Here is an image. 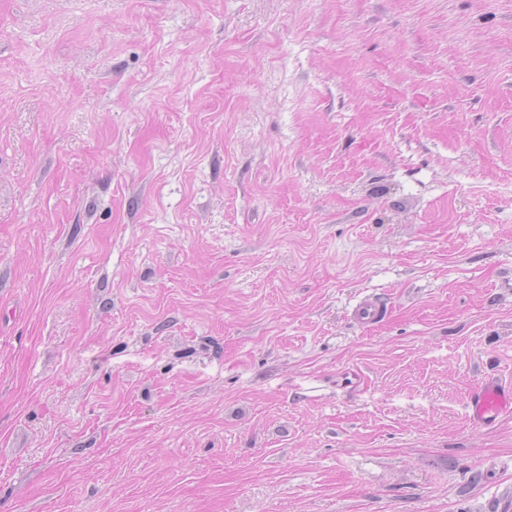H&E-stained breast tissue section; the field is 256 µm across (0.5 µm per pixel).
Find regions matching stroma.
Returning a JSON list of instances; mask_svg holds the SVG:
<instances>
[{"instance_id": "1", "label": "stroma", "mask_w": 512, "mask_h": 512, "mask_svg": "<svg viewBox=\"0 0 512 512\" xmlns=\"http://www.w3.org/2000/svg\"><path fill=\"white\" fill-rule=\"evenodd\" d=\"M488 379L512 0H0V512H497ZM470 417L477 423L496 420L512 412V388L496 383H485L467 398Z\"/></svg>"}]
</instances>
